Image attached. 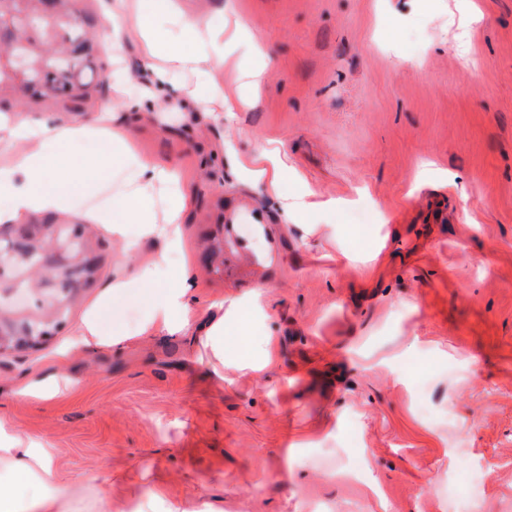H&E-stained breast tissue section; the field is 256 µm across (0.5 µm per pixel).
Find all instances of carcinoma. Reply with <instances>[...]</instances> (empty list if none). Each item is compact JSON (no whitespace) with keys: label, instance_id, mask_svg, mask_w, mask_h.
Wrapping results in <instances>:
<instances>
[{"label":"carcinoma","instance_id":"obj_1","mask_svg":"<svg viewBox=\"0 0 512 512\" xmlns=\"http://www.w3.org/2000/svg\"><path fill=\"white\" fill-rule=\"evenodd\" d=\"M85 2L0 0V111L21 105L69 115L97 102L108 64L95 39L100 22ZM17 49L27 60L22 72L11 63ZM55 223L61 235L83 239L81 248L63 254L45 239L42 225ZM97 247L85 225L51 215L11 224L0 233V263L16 275H29L25 286L50 287L30 312L0 305V348H34L66 323L70 305L98 280Z\"/></svg>","mask_w":512,"mask_h":512}]
</instances>
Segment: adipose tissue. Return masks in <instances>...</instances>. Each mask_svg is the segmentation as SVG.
I'll return each mask as SVG.
<instances>
[{
    "instance_id": "adipose-tissue-1",
    "label": "adipose tissue",
    "mask_w": 512,
    "mask_h": 512,
    "mask_svg": "<svg viewBox=\"0 0 512 512\" xmlns=\"http://www.w3.org/2000/svg\"><path fill=\"white\" fill-rule=\"evenodd\" d=\"M130 38L144 47L143 63L152 68L159 89L165 92L163 107L189 104L199 114L210 110L209 84H176L173 70L189 65L211 73L223 70L224 54L232 41L248 40L245 27L225 37L223 28L199 23L175 0H140L132 12L118 0L107 7L98 44L101 51L117 57ZM86 140L97 141L99 150L76 152V145ZM0 142L17 146L10 163L0 167V223L20 224L36 216L69 213L72 197L89 190L99 176L119 164L135 170L139 181L136 191L119 197L111 215L83 213L80 221L103 228L128 250L139 240L158 238L163 254L181 251L182 188L175 186L164 217H157L153 206L156 184L174 183L175 174L134 153L113 134L111 123L104 118L71 123L52 113L35 120L27 113L11 112L0 115ZM159 278L160 266L155 263L143 267L133 280L114 277L107 281L97 301L85 310L71 346L51 355L52 371L34 370L18 385L16 396L39 402L56 399L62 388L71 385L63 366L73 350L122 345L125 334L102 337L97 319L130 284L156 291L142 332L174 334L187 328L196 310L191 268H182L179 283L173 288L159 287ZM259 309L260 298L255 295L226 306L215 305L207 317L204 333L195 338L194 347L204 353L209 373L217 382H224L231 373L260 372L270 364L267 342L249 333ZM53 457L49 445L25 440L0 422V512H102L100 486L90 482L65 486L53 467Z\"/></svg>"
}]
</instances>
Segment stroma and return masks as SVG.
Masks as SVG:
<instances>
[{
    "label": "stroma",
    "mask_w": 512,
    "mask_h": 512,
    "mask_svg": "<svg viewBox=\"0 0 512 512\" xmlns=\"http://www.w3.org/2000/svg\"><path fill=\"white\" fill-rule=\"evenodd\" d=\"M181 3L215 27L243 15L268 60L249 111L222 106L241 93L240 46L209 120L158 110L121 128L194 187L161 282L191 264L202 309L262 293L252 333L280 363L217 389L187 337L140 333L153 302L134 287L99 315L129 341L73 356L75 393L13 396L95 287L41 347L0 354V419L50 444L65 481L97 479L107 512L159 480L171 499L223 494L224 512H512V0ZM141 54L129 42L104 101L148 95ZM264 151L288 168L278 187L241 171ZM132 186L112 169L73 207L110 210ZM100 239L104 281L161 247ZM485 468L473 498L464 476Z\"/></svg>",
    "instance_id": "1"
}]
</instances>
